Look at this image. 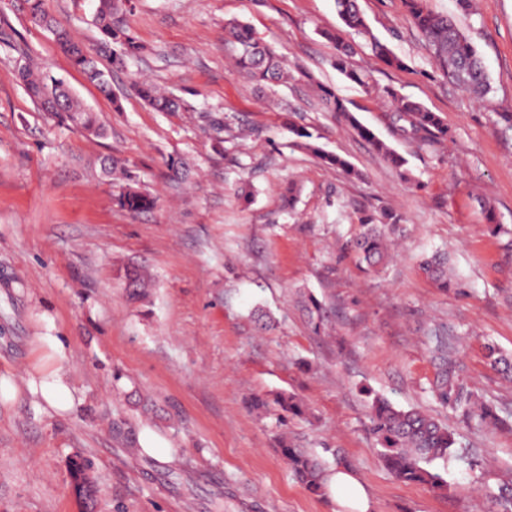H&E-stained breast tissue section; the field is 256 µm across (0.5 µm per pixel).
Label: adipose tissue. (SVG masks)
<instances>
[{"mask_svg": "<svg viewBox=\"0 0 512 512\" xmlns=\"http://www.w3.org/2000/svg\"><path fill=\"white\" fill-rule=\"evenodd\" d=\"M35 343L44 355L43 361L33 365L22 377L0 378V390L14 396L27 395L60 415L73 411L81 398L68 374L57 363L65 351V344L56 326L48 324L42 327ZM322 485L325 496L334 505V512H370V498L351 470L336 469L324 478Z\"/></svg>", "mask_w": 512, "mask_h": 512, "instance_id": "obj_1", "label": "adipose tissue"}]
</instances>
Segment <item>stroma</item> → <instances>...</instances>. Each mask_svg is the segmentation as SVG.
<instances>
[{
    "label": "stroma",
    "instance_id": "stroma-1",
    "mask_svg": "<svg viewBox=\"0 0 512 512\" xmlns=\"http://www.w3.org/2000/svg\"><path fill=\"white\" fill-rule=\"evenodd\" d=\"M93 4L44 0L111 70L119 112L31 23L25 0H0V33L63 78L105 129L92 137L44 112L18 79L21 57L0 47V375L20 376L35 359L43 315L65 336L61 363L85 396L58 417L0 395V512H82L72 477L81 460L92 464L95 512H211L219 496L228 512H332L294 478L282 435L318 454L343 449L373 512H499L495 494L512 483V432L436 404L424 330L469 327L457 339L465 382L512 412V382L484 351L489 342L512 353V239L491 236L482 211L490 206L512 227V131L494 123L512 112V0H472L467 14L456 0H427L483 54L491 90L482 98L435 76L402 0H359L372 35L405 63L389 67L357 38L353 63L370 72L369 92L330 64L334 49L320 32L341 24L335 0H129L144 52L121 67L100 49ZM229 19L276 44L300 75L257 89L229 59ZM141 78L179 99L180 111L139 99L132 84ZM324 87L407 159L410 180L327 112ZM388 88L441 114L451 132L443 148L418 147L390 124ZM210 110L227 124L223 143L210 138ZM290 120L312 126L358 177L291 146ZM108 158L124 171L105 174ZM291 181L300 194L288 213L279 189ZM129 187L155 197V208L121 207ZM361 206L395 209L407 224L377 274L339 249L357 233ZM436 248L448 250L461 288L441 291L419 269V256ZM129 263L155 279L138 302L119 279ZM309 294L335 311L332 335L313 334L301 307ZM258 307L273 328L253 322ZM278 390L303 399L305 419L284 426L249 408L252 396ZM376 395L454 432L452 454L435 463L446 495L385 469L368 431ZM116 420L136 437L154 433L176 459L131 455L112 435Z\"/></svg>",
    "mask_w": 512,
    "mask_h": 512
}]
</instances>
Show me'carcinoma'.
<instances>
[{
	"label": "carcinoma",
	"mask_w": 512,
	"mask_h": 512,
	"mask_svg": "<svg viewBox=\"0 0 512 512\" xmlns=\"http://www.w3.org/2000/svg\"><path fill=\"white\" fill-rule=\"evenodd\" d=\"M31 21L48 31L57 45L68 55L71 65L82 72L88 81L95 84L105 95L112 98L115 110L122 109L121 100L112 97V82L109 72L101 69L96 57L86 50L69 30L59 27L46 13L43 0H26ZM404 6L422 37L426 49L437 64L436 73L447 83L463 88L474 95L482 96L489 91V74L484 59L469 39L452 20L429 11L425 0H403ZM126 0H95L93 23L101 34V45L112 49V63L122 65L136 58L144 47L131 34L125 16ZM336 10L342 26L323 29L320 35L332 43L335 53L331 65L347 80L365 89L370 86L367 72L357 69L351 62L353 47L348 40L352 34H366L368 27L357 5V0H336ZM225 45L231 52L236 68L256 86L270 87L286 83L292 75L283 68L278 50L258 40L246 24L233 21L224 26ZM372 53L387 64L404 67L387 44L377 38L370 41ZM27 95L40 104L49 114L69 122L81 131L96 137L104 134L93 113L67 91L56 78H47L25 63L19 69ZM135 94L159 112H175L179 103L166 95L156 84L140 81L132 85ZM321 98L328 111L341 118L364 139L371 149L405 178H410L408 161L390 144L378 137L371 129L361 125L344 101L327 88H320ZM390 123L411 141L423 147H434L448 140V124L436 112L423 104L394 92L388 93ZM289 131L295 136L292 145L306 149L323 163L355 176L352 164L337 154L324 152L315 142L310 127L288 120ZM122 207L132 213L151 210L155 199L138 190L128 189L119 198ZM359 233L342 244V249L356 258L359 266L368 271H379L390 256L392 242L404 232L403 217L396 211L384 208L378 214L362 211L358 220ZM450 259L445 251H435L419 260L420 270L437 287L446 290L459 288L462 282L453 276ZM124 288L131 300L137 301L148 295L152 285L150 275L135 266L127 267L123 274ZM310 324L317 334H328L333 330L327 311L313 297L303 302ZM427 342L439 372L434 384V395L447 407H461L466 418L477 426L492 425L512 430V413L504 416L480 401L470 392L457 373L458 350L455 333L443 325L428 332ZM486 358L491 367L506 377H512V355L502 352L493 344L485 345ZM249 405L253 409L273 408L280 418L305 415L303 400L295 393L277 391L265 396H254ZM368 430L380 447V456L385 467L398 479L405 482L426 483L433 489L446 486L443 477L431 470V465L445 459L455 445L453 433L448 427L418 408H399L388 399L376 396L371 401ZM280 452L292 469L295 477L311 492L319 493L325 465L318 457L293 447L288 438L278 440ZM88 465L77 462L73 466L74 487L78 498L85 504L95 502L96 489L85 477Z\"/></svg>",
	"instance_id": "cac0c4a2"
}]
</instances>
